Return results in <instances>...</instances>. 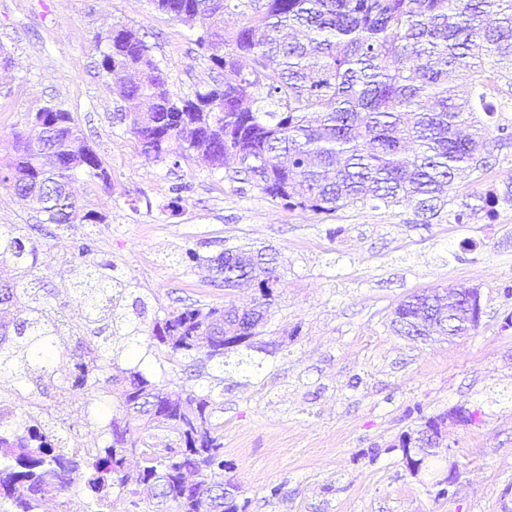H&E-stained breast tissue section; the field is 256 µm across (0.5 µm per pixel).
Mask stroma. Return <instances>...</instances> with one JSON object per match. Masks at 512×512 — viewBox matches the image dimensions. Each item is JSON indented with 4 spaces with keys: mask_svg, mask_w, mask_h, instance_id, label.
Masks as SVG:
<instances>
[{
    "mask_svg": "<svg viewBox=\"0 0 512 512\" xmlns=\"http://www.w3.org/2000/svg\"><path fill=\"white\" fill-rule=\"evenodd\" d=\"M123 23L144 34L171 91L193 96L216 72L193 28L154 0H0V162L15 153V132L41 108L66 109L111 175L75 173L79 205L102 215L64 233L38 232L43 294L78 316L69 270L82 243L112 258L146 296L143 324L185 304L246 305L251 288L224 286L206 265L173 264L171 251L213 257L229 248H270L275 301L264 327L269 351L238 349L223 361L171 364L146 343L129 344L124 366H139L168 390L212 391L224 425V475L250 501L247 512H512V205L467 224L420 223L415 206L346 208L317 215L291 209L232 167L198 153L150 162L120 122L122 103L97 63L96 38ZM477 288L483 314L471 335L422 340L394 332L395 308L435 288ZM68 376L17 383L0 373V401L24 390L50 405L58 433L98 440L99 401L68 406L57 393ZM456 407L479 412L471 426H448V448L419 476L396 443L420 416ZM456 462L454 495L436 498L432 481Z\"/></svg>",
    "mask_w": 512,
    "mask_h": 512,
    "instance_id": "obj_1",
    "label": "stroma"
}]
</instances>
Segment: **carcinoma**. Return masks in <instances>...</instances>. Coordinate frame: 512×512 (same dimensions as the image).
I'll return each instance as SVG.
<instances>
[{"label": "carcinoma", "mask_w": 512, "mask_h": 512, "mask_svg": "<svg viewBox=\"0 0 512 512\" xmlns=\"http://www.w3.org/2000/svg\"><path fill=\"white\" fill-rule=\"evenodd\" d=\"M174 19L200 30L196 45L218 71L217 83L191 98H174L163 71L138 31L108 40L101 68L123 102L122 120L148 160L179 165L187 151L234 174L290 208L331 215L350 206L377 208L408 201L421 223L448 213L467 224L478 208L457 201L456 180L477 182L497 153L512 147V0H154ZM235 17L232 27L224 16ZM40 127L16 134L15 156L0 166V182L23 193L42 223L69 231L100 224L68 190L81 171L110 183L97 152L82 143L70 113L54 106ZM45 154L65 159L46 167ZM39 241L15 227L0 233V370L13 367L52 377L68 358L63 390L78 397L96 388L115 401L101 416L102 443L83 453L32 415L0 413V512H35L45 498L78 489L93 512H117L124 494L150 512H246L240 487L224 478V434L214 420V398L191 390L173 394L139 367L111 355L71 353L68 336L107 343L145 334L165 359L199 353L224 357V332L213 322L221 308L185 306L147 330L121 313L132 282L112 260L88 259L72 269L79 320L45 299L38 286ZM230 291L249 275L278 280L274 256L227 249L206 259ZM419 296L395 310L394 323L420 310ZM141 469L129 487L125 469ZM228 485V497L208 495Z\"/></svg>", "instance_id": "cac0c4a2"}]
</instances>
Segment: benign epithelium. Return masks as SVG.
Returning <instances> with one entry per match:
<instances>
[{
    "label": "benign epithelium",
    "mask_w": 512,
    "mask_h": 512,
    "mask_svg": "<svg viewBox=\"0 0 512 512\" xmlns=\"http://www.w3.org/2000/svg\"><path fill=\"white\" fill-rule=\"evenodd\" d=\"M431 318L418 325V331L411 333L414 338H430L448 334L450 337L465 334L478 327L482 316L481 294L477 288H450L430 293ZM476 420V413L467 408L452 409L446 420L426 424L419 430L400 437L399 447L403 452V463L411 475L421 471L425 459L434 455V449L444 447L447 439V425H470ZM459 471L456 464L448 467V475L437 481L434 487L439 491L453 494L458 483Z\"/></svg>",
    "instance_id": "1"
}]
</instances>
